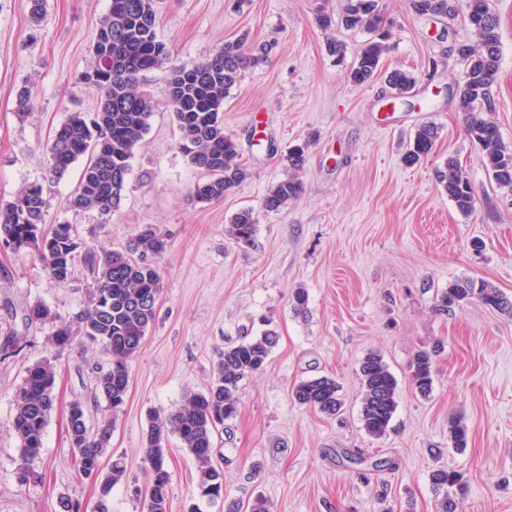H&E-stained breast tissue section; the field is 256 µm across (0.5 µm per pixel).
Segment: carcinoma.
<instances>
[{"label": "carcinoma", "instance_id": "1", "mask_svg": "<svg viewBox=\"0 0 512 512\" xmlns=\"http://www.w3.org/2000/svg\"><path fill=\"white\" fill-rule=\"evenodd\" d=\"M474 3L467 16L476 42L461 44L459 57L466 63V74L458 86V103L468 114L467 136L483 152L485 166L496 183L512 187V150L502 142L497 125L482 117L495 111L493 87L499 66L500 36L497 17L489 0ZM420 14L446 16L453 10L448 0H414ZM322 28L333 25L345 30L364 28L375 32L382 24L378 0H345L338 22L330 15L318 17ZM157 13L154 0H112L109 14L100 24L92 45L93 64L78 77V83L97 94L95 111L72 112L55 130L46 146L49 179H62L81 159H86L73 205L97 212L106 224L119 210L125 196L131 161L155 110L152 98L140 89V77L168 63V53L157 39ZM390 32L368 42L348 71L357 85L378 72L387 51ZM258 58L239 42L226 43L224 49L191 66H173L168 81V102L179 130L178 148L189 163L202 171L206 179L194 186L192 197L198 202L218 201L245 178V169L236 162L238 145L224 133V98L243 71ZM390 87L399 95L410 91L416 78L403 70L387 76ZM438 128L424 125L408 143L404 161L418 163L433 149ZM307 146H296L286 160L293 174L279 181L263 198L266 211H277L299 197L302 182L294 172L307 161ZM440 186L463 214L475 208V191L463 175L457 161L448 159L437 175ZM49 201L44 186L34 183L20 192L14 201L0 209V241L15 254L32 253L55 282L72 280L78 261L95 274L89 305L71 318H63L41 304L28 308L25 319L31 323L53 320L56 329L52 345L62 348L81 335L100 344L109 355V363L95 370L94 406L105 403L103 412L113 415L125 405L130 380V362L142 348L155 322L162 283L157 269L147 256L165 252L167 241L153 225L142 227L130 237L124 250L97 253L85 246L73 225L47 224ZM253 209H243L231 218L229 233L238 243L249 244L257 231ZM475 298L483 305L512 315V300L483 280L465 279L451 285L441 297L443 310ZM279 342L273 330L257 336H245L220 353L211 381L200 392L187 396L173 413L161 417L149 415L145 437V462L148 466L149 493L144 512H168L171 473L168 447L178 440L192 456L197 469V488L210 501L224 500V475L214 465V438L224 421L235 417L239 409L242 380L265 369ZM440 345L416 353L411 379L417 391L432 390L433 355ZM362 385L361 422L365 432L378 439L386 435L397 408L398 380L382 356L370 352L359 366ZM56 367L54 358L45 357L29 365L15 396L12 428L19 442V481L29 480V462L44 448V433L54 409ZM340 385L329 376L312 377L299 382L292 391L294 400L327 416L342 409ZM89 409L79 400L69 409V433L74 465L79 475L98 483L95 512H111L110 493L120 483L126 467L120 457L104 469L103 458L110 447L113 421L103 417L89 424ZM449 438L454 448L468 444V427L460 419L449 423ZM433 487L443 493L439 512H456L455 495L465 491L459 472L438 468L430 473Z\"/></svg>", "mask_w": 512, "mask_h": 512}]
</instances>
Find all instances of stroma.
Here are the masks:
<instances>
[{
	"instance_id": "1",
	"label": "stroma",
	"mask_w": 512,
	"mask_h": 512,
	"mask_svg": "<svg viewBox=\"0 0 512 512\" xmlns=\"http://www.w3.org/2000/svg\"><path fill=\"white\" fill-rule=\"evenodd\" d=\"M110 3L46 0L36 26L28 0H0V209L39 181L48 223L73 225L95 251L122 249L145 224L167 236L165 253L153 260L162 280L156 319L131 362L112 430L110 452L126 466L111 493L112 512L143 510L131 489L148 485L149 413L176 410L186 393L207 387L225 345L268 328L279 342L265 369L243 379L238 414L215 438L228 499L260 497L270 512H436L430 473L442 466L468 484L457 512H512V316L475 299L440 308L443 292L466 278L512 298V188L490 178L455 95L466 72L457 47L475 40L462 12L423 16L413 0H379L392 32L389 50L378 74L356 85L347 72L371 32L318 23L320 12L338 15L344 0H155L169 64L141 78L156 110L125 199L104 224L95 211L71 204L81 165L47 181L45 147L69 112L96 107L77 77L92 63ZM490 4L501 41L490 118L512 149V0ZM332 38L343 42V56L329 53ZM237 40L266 51L224 100V132L237 143L247 177L221 200L196 202L191 190L203 175L177 147L169 69ZM396 69L416 78L401 99L385 81ZM24 86L33 97L21 119L16 101ZM425 124L439 130L435 147L406 165V146ZM303 143L302 194L262 210L268 190L288 175V151ZM451 157L476 191L467 216L437 181ZM247 207L258 212L248 246L228 234L231 216ZM91 282L80 265L69 284H57L34 256L0 248V341L13 336L20 347L0 359V512H58L63 496L93 512L98 488L72 463L68 415L73 401L92 400V370L108 363L101 347L80 336L59 352L54 410L25 483L12 430L25 369L48 355L53 332L51 323L25 321V311L41 303L71 317L86 308ZM298 288L308 294L302 312L291 306ZM438 340L444 349L424 396L411 383V363ZM370 352L399 383L391 427L379 439L360 421L359 364ZM320 375L341 386L340 416L292 398L294 386ZM454 415L469 430L462 452L449 440ZM359 452L365 462L350 464L348 454ZM168 464L170 512L191 505L224 512L223 502L200 497L194 459L178 441L170 443Z\"/></svg>"
}]
</instances>
